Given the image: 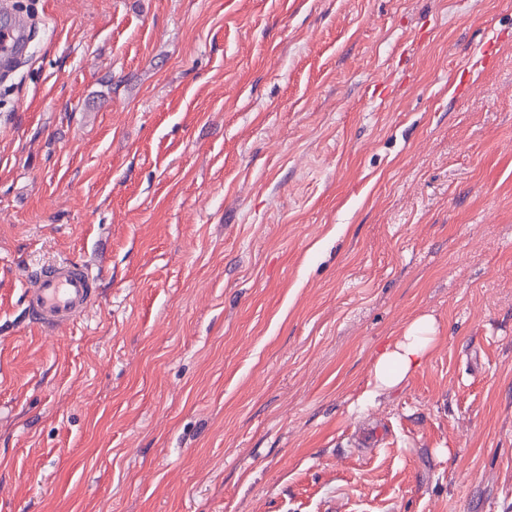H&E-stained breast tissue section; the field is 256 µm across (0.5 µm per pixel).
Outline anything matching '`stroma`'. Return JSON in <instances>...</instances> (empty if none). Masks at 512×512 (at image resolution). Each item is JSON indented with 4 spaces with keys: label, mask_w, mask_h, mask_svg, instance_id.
<instances>
[{
    "label": "stroma",
    "mask_w": 512,
    "mask_h": 512,
    "mask_svg": "<svg viewBox=\"0 0 512 512\" xmlns=\"http://www.w3.org/2000/svg\"><path fill=\"white\" fill-rule=\"evenodd\" d=\"M20 3L0 512H512V0ZM58 259L101 297L47 336ZM23 294L29 321L53 333L80 320L97 302L99 279L83 266L64 260L32 271ZM438 326L432 315H422L408 323L402 335L376 354L372 367V392L399 386L416 372L434 348ZM387 430L388 428L382 422L369 424L352 437L351 445L358 448L362 453L372 451L373 447H378L382 444L381 441L384 439V435L388 433Z\"/></svg>",
    "instance_id": "35a3bbf8"
}]
</instances>
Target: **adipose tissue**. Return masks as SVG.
<instances>
[{
	"label": "adipose tissue",
	"instance_id": "ef3b65f1",
	"mask_svg": "<svg viewBox=\"0 0 512 512\" xmlns=\"http://www.w3.org/2000/svg\"><path fill=\"white\" fill-rule=\"evenodd\" d=\"M437 333L433 316L423 315L408 323L401 336L377 353L372 367L374 391L393 389L416 372L433 350Z\"/></svg>",
	"mask_w": 512,
	"mask_h": 512
}]
</instances>
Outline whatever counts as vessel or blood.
<instances>
[{
	"instance_id": "1",
	"label": "vessel or blood",
	"mask_w": 512,
	"mask_h": 512,
	"mask_svg": "<svg viewBox=\"0 0 512 512\" xmlns=\"http://www.w3.org/2000/svg\"><path fill=\"white\" fill-rule=\"evenodd\" d=\"M23 44L20 27L0 28V61L12 60ZM24 301L30 322L44 332L80 320L97 302L99 280L83 266L68 261L46 264L30 273L24 286ZM387 428L384 423L369 424L352 437L360 452L380 446Z\"/></svg>"
}]
</instances>
